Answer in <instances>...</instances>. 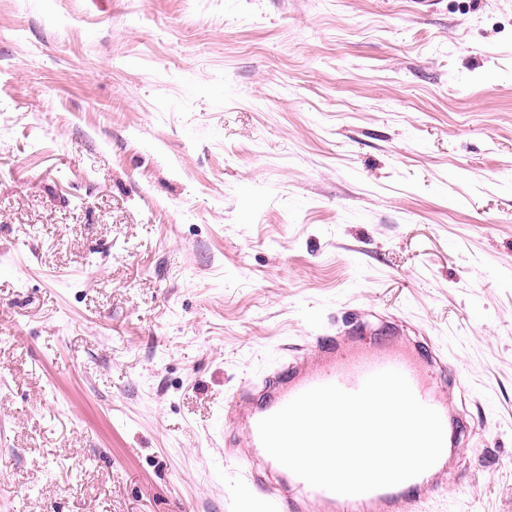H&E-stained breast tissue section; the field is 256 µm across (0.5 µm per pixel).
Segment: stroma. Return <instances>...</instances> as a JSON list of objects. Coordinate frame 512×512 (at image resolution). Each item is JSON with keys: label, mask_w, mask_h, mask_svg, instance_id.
Returning a JSON list of instances; mask_svg holds the SVG:
<instances>
[{"label": "stroma", "mask_w": 512, "mask_h": 512, "mask_svg": "<svg viewBox=\"0 0 512 512\" xmlns=\"http://www.w3.org/2000/svg\"><path fill=\"white\" fill-rule=\"evenodd\" d=\"M369 311L512 512V0H0V512H245L225 397Z\"/></svg>", "instance_id": "35a3bbf8"}]
</instances>
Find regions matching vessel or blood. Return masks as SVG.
<instances>
[{"mask_svg":"<svg viewBox=\"0 0 512 512\" xmlns=\"http://www.w3.org/2000/svg\"><path fill=\"white\" fill-rule=\"evenodd\" d=\"M376 343L367 346L366 335ZM394 369L407 378L414 395L435 409L443 425L468 430L469 420L456 406L448 377V357L427 338L408 336L395 321L374 324L355 320L332 336H314L291 349L271 373L248 378L224 402L223 454L249 489L255 490L253 512H424L440 498L449 480L458 478L451 451L421 475L401 484L347 496L310 486L279 464L264 449L258 423L304 391L334 384L357 391L365 379Z\"/></svg>","mask_w":512,"mask_h":512,"instance_id":"1","label":"vessel or blood"}]
</instances>
